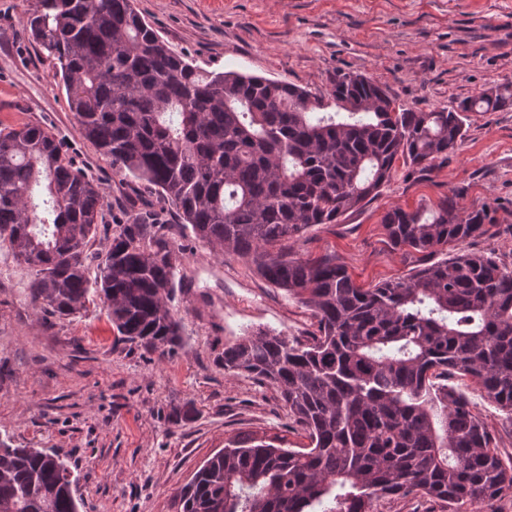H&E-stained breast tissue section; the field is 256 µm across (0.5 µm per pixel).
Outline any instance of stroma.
Returning <instances> with one entry per match:
<instances>
[{
    "label": "stroma",
    "mask_w": 512,
    "mask_h": 512,
    "mask_svg": "<svg viewBox=\"0 0 512 512\" xmlns=\"http://www.w3.org/2000/svg\"><path fill=\"white\" fill-rule=\"evenodd\" d=\"M34 0H0V130L37 122L99 180L113 211L135 194L81 135L52 66L23 29ZM159 36L194 65L283 80L319 93L362 74L402 107H452L512 82V0H134ZM453 201L493 217L467 250L512 268V110L470 113L458 147L419 171L396 164L379 194L336 224L290 242L298 257H335L363 288L408 277L427 255L394 246L381 222ZM171 309L183 343L159 355L125 343L99 298L61 317L33 304L32 277L0 245V440L43 448L69 466L80 512H177L182 488L231 440L304 439L275 388L225 373L224 346L273 329L305 338L317 324L248 261L188 241ZM499 455L512 458V417L469 378L452 375Z\"/></svg>",
    "instance_id": "35a3bbf8"
}]
</instances>
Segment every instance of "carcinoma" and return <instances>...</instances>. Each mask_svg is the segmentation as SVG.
Segmentation results:
<instances>
[{
  "mask_svg": "<svg viewBox=\"0 0 512 512\" xmlns=\"http://www.w3.org/2000/svg\"><path fill=\"white\" fill-rule=\"evenodd\" d=\"M26 30L121 180L317 320L303 341L260 329L224 347V372L275 387L308 443H229L182 489L179 512H375L393 495L494 512L512 495V465L466 397L436 385L468 377L512 416V268L460 249L365 289L332 258L288 248L377 196L396 161L423 171L455 149L468 113L512 110L511 84L417 112L391 107L364 75L317 94L208 71L174 52L133 0H35ZM108 210L51 130H0V242L32 270L31 301L70 316L96 295L126 342L169 354L182 343L169 302L183 245L159 214L132 206L110 221ZM489 223L486 207L461 215L446 199L382 219L394 245L428 254ZM101 226L109 246L95 252ZM67 475L56 454L1 440L0 512H79Z\"/></svg>",
  "mask_w": 512,
  "mask_h": 512,
  "instance_id": "carcinoma-1",
  "label": "carcinoma"
}]
</instances>
